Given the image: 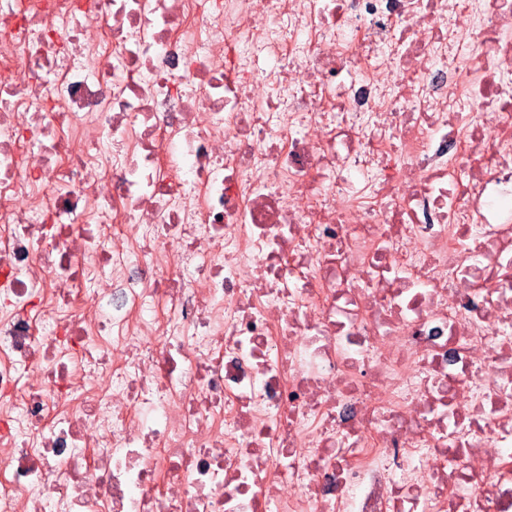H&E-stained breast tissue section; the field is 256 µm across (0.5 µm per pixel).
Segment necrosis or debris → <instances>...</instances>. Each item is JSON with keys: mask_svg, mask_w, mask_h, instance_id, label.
<instances>
[{"mask_svg": "<svg viewBox=\"0 0 512 512\" xmlns=\"http://www.w3.org/2000/svg\"><path fill=\"white\" fill-rule=\"evenodd\" d=\"M0 512H512V0H0Z\"/></svg>", "mask_w": 512, "mask_h": 512, "instance_id": "1", "label": "necrosis or debris"}]
</instances>
